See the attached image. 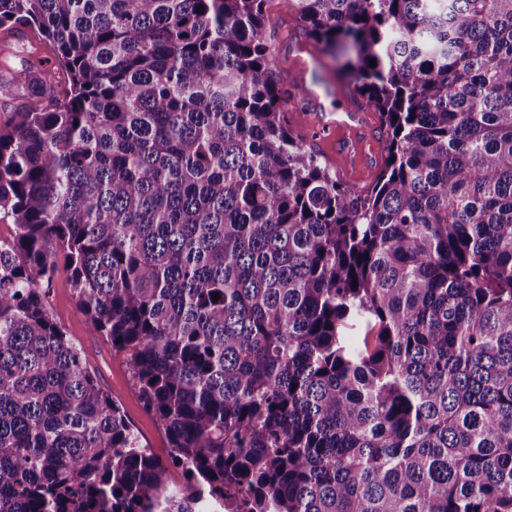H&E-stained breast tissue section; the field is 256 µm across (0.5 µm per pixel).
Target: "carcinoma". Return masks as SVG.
Returning <instances> with one entry per match:
<instances>
[{
    "label": "carcinoma",
    "instance_id": "cac0c4a2",
    "mask_svg": "<svg viewBox=\"0 0 512 512\" xmlns=\"http://www.w3.org/2000/svg\"><path fill=\"white\" fill-rule=\"evenodd\" d=\"M267 2L0 0L70 82L0 61L34 98L0 125V512H512V0H287L378 112L363 189L292 130ZM60 256L169 463L53 321Z\"/></svg>",
    "mask_w": 512,
    "mask_h": 512
}]
</instances>
